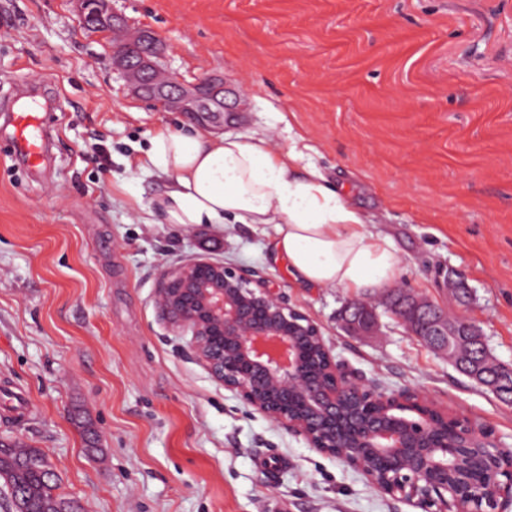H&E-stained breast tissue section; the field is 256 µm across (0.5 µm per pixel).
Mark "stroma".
Here are the masks:
<instances>
[{"label": "stroma", "mask_w": 512, "mask_h": 512, "mask_svg": "<svg viewBox=\"0 0 512 512\" xmlns=\"http://www.w3.org/2000/svg\"><path fill=\"white\" fill-rule=\"evenodd\" d=\"M186 81L224 78V130L345 185L400 257L360 294L292 280L272 230L158 221L150 137L194 116L130 94L73 0H0V106L45 111L27 170L0 125V439L45 453L81 512H423L247 405L161 319L162 270L206 256L264 277L378 392L420 394L512 450V405L387 310L405 288L512 365V0H112ZM455 269L470 297L443 285ZM377 326L346 329V306Z\"/></svg>", "instance_id": "stroma-1"}]
</instances>
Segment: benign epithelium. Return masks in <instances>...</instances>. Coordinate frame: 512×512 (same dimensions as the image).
Instances as JSON below:
<instances>
[{"mask_svg": "<svg viewBox=\"0 0 512 512\" xmlns=\"http://www.w3.org/2000/svg\"><path fill=\"white\" fill-rule=\"evenodd\" d=\"M81 27L107 41L128 31L110 59L131 91L163 112L187 113L220 128L226 103L224 80L203 76L193 82L161 71L162 45L145 28H132L112 0H74ZM156 305L174 330L192 332L190 348L224 388L236 392L269 419L304 436L317 451L360 468L390 460L399 468L377 487L388 494L437 507L438 512H496L512 504V465L506 452L470 422L456 421L452 449L433 441L437 412L418 394L386 396L346 373L331 356L319 327L289 307L267 281L204 258L187 260L160 275ZM413 329L425 319V335L448 336V319L427 304L404 296L393 307ZM316 338L328 380L305 369L303 337ZM368 448V457L361 449ZM479 466L495 483L491 498L469 478Z\"/></svg>", "mask_w": 512, "mask_h": 512, "instance_id": "obj_1", "label": "benign epithelium"}]
</instances>
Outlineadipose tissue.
Segmentation results:
<instances>
[{
	"label": "adipose tissue",
	"mask_w": 512,
	"mask_h": 512,
	"mask_svg": "<svg viewBox=\"0 0 512 512\" xmlns=\"http://www.w3.org/2000/svg\"><path fill=\"white\" fill-rule=\"evenodd\" d=\"M298 160L262 138L188 126L157 131L139 168L169 179L154 201L162 223L272 228L275 258L308 286L358 292L390 282L400 262L392 244L367 229L347 192Z\"/></svg>",
	"instance_id": "ef3b65f1"
}]
</instances>
